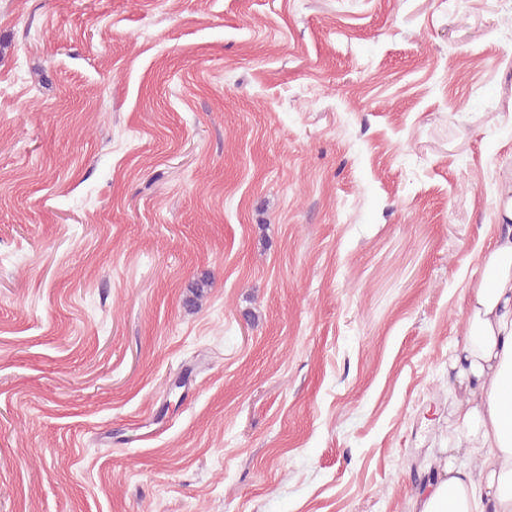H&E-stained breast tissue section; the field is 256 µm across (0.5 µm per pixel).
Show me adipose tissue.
<instances>
[{"label":"adipose tissue","mask_w":512,"mask_h":512,"mask_svg":"<svg viewBox=\"0 0 512 512\" xmlns=\"http://www.w3.org/2000/svg\"><path fill=\"white\" fill-rule=\"evenodd\" d=\"M492 235L469 302L466 333L448 360L460 386L439 474L423 484L416 512H512V199ZM478 452L480 467L458 464Z\"/></svg>","instance_id":"ef3b65f1"}]
</instances>
